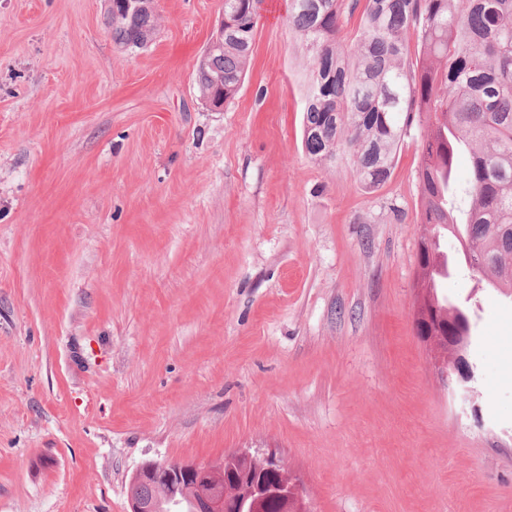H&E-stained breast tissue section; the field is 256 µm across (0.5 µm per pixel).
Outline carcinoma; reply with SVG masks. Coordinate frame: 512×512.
<instances>
[{
	"label": "carcinoma",
	"instance_id": "obj_1",
	"mask_svg": "<svg viewBox=\"0 0 512 512\" xmlns=\"http://www.w3.org/2000/svg\"><path fill=\"white\" fill-rule=\"evenodd\" d=\"M263 0H224V45L195 70L199 96L229 103L250 67ZM288 23L308 58L303 141L320 163L348 155L358 181L391 176L415 117L427 122L418 175L419 223L460 232L467 266L489 288H512V0H366L340 37L345 0H290ZM106 23L121 52L157 32L150 0H112ZM469 155L465 182L456 175ZM427 288L442 277L419 251ZM440 327L470 311L432 294Z\"/></svg>",
	"mask_w": 512,
	"mask_h": 512
}]
</instances>
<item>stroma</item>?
Listing matches in <instances>:
<instances>
[{
  "label": "stroma",
  "instance_id": "stroma-1",
  "mask_svg": "<svg viewBox=\"0 0 512 512\" xmlns=\"http://www.w3.org/2000/svg\"><path fill=\"white\" fill-rule=\"evenodd\" d=\"M288 7L213 112L224 0H158L133 54L106 0H0V512H128L143 462L242 449L312 512H512V292L441 235L464 400L413 323L424 125L372 191L311 160Z\"/></svg>",
  "mask_w": 512,
  "mask_h": 512
}]
</instances>
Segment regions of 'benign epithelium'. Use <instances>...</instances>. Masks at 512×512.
<instances>
[{
    "mask_svg": "<svg viewBox=\"0 0 512 512\" xmlns=\"http://www.w3.org/2000/svg\"><path fill=\"white\" fill-rule=\"evenodd\" d=\"M455 380L460 383L472 381L468 359L460 355L452 369ZM255 456L248 452L227 454L213 465L195 462H158L149 460L142 463L132 478V486H181L188 488L195 496V502L203 503L205 512H257L262 501L276 499L282 512H310L300 482L290 476L277 482L251 480L249 493L241 500L229 501L224 495L226 474L235 472L242 479L250 480L248 468Z\"/></svg>",
    "mask_w": 512,
    "mask_h": 512,
    "instance_id": "1",
    "label": "benign epithelium"
}]
</instances>
